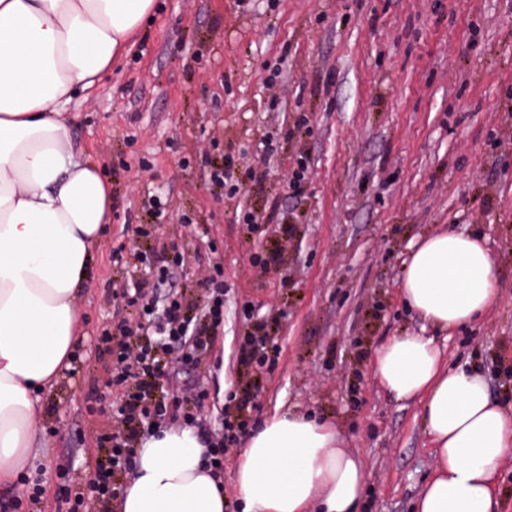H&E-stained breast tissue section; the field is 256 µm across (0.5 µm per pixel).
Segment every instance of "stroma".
Returning a JSON list of instances; mask_svg holds the SVG:
<instances>
[{
  "mask_svg": "<svg viewBox=\"0 0 512 512\" xmlns=\"http://www.w3.org/2000/svg\"><path fill=\"white\" fill-rule=\"evenodd\" d=\"M157 2L128 53L65 108L75 148L111 182L112 220L77 291L75 358L41 397L42 496L16 487L19 512H56L106 456L96 432L108 418L88 406L111 364L90 349L116 314L111 285L147 276L114 253L155 223L153 196L166 217L142 249L183 256L175 288L194 310L199 264L224 268L204 424L217 428L240 399L253 429L288 410L332 422L365 460L362 512H413L434 450L420 402L375 383L376 349L436 335L449 365L476 368L512 408V0ZM228 158L234 197L209 181ZM439 232L481 236L499 267L483 318L441 332L399 293L413 244ZM252 334L274 364L243 365Z\"/></svg>",
  "mask_w": 512,
  "mask_h": 512,
  "instance_id": "obj_1",
  "label": "stroma"
}]
</instances>
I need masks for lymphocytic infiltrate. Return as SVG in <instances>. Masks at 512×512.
<instances>
[{"mask_svg": "<svg viewBox=\"0 0 512 512\" xmlns=\"http://www.w3.org/2000/svg\"><path fill=\"white\" fill-rule=\"evenodd\" d=\"M156 225L137 228L132 251L138 252L149 269V279L113 286L112 302L124 310L123 318L103 328L96 345L98 355H109L112 370L95 398L107 405L111 424L97 435L107 456L87 483L85 493L62 495L64 512H108V501L118 499L116 474L132 470L137 445L154 426L174 420L188 427H200L196 408L206 397L200 387L172 380L176 364H201L210 353L215 336L224 328V270L210 265L200 268L198 281L205 293L203 316L192 315L174 287L184 260L173 253L155 260L141 252L140 240L153 236ZM166 289L158 298V289Z\"/></svg>", "mask_w": 512, "mask_h": 512, "instance_id": "obj_1", "label": "lymphocytic infiltrate"}]
</instances>
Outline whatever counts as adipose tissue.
<instances>
[{"mask_svg":"<svg viewBox=\"0 0 512 512\" xmlns=\"http://www.w3.org/2000/svg\"><path fill=\"white\" fill-rule=\"evenodd\" d=\"M155 0H0V486L36 455L42 408L70 366L80 330L75 291L112 212V186L74 149L63 109L96 88ZM496 262L481 237L418 242L406 303L439 329L495 303ZM376 382L423 403L434 466L415 512H493L512 453V414L478 371L448 367L431 336H395L374 354ZM190 428L146 439L120 512H225L224 491ZM241 512H360L366 467L336 427L273 415L242 448L233 475Z\"/></svg>","mask_w":512,"mask_h":512,"instance_id":"ef3b65f1","label":"adipose tissue"}]
</instances>
